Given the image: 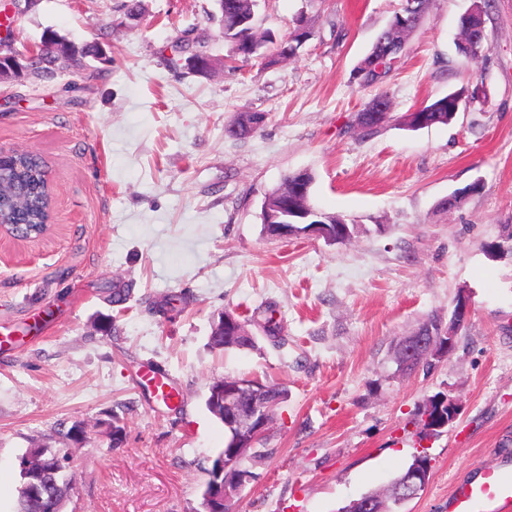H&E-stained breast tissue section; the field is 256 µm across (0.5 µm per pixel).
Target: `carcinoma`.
Wrapping results in <instances>:
<instances>
[{
    "label": "carcinoma",
    "instance_id": "carcinoma-1",
    "mask_svg": "<svg viewBox=\"0 0 512 512\" xmlns=\"http://www.w3.org/2000/svg\"><path fill=\"white\" fill-rule=\"evenodd\" d=\"M222 22L224 42L229 44L234 54L249 58L256 54L265 44L273 42L270 34L259 32L255 8L256 0H222ZM429 0H403L402 8L395 13L389 24L379 33L370 52L357 67L355 78L364 86L379 84L393 69V65L401 60L409 35L420 25L428 10ZM489 0H483L478 11L465 13L460 17L459 26L461 40L458 51L469 57H476L483 48L485 37L480 35L485 28V7ZM308 36V31L298 28L286 40L276 44L273 50V61L286 60L295 56L302 41ZM59 70L55 68L50 51L43 47L33 54L25 64L22 78L39 82H51L57 78ZM465 91H454L436 99L431 104L407 115V126L411 128L429 127L432 125H448L452 123L466 103ZM372 102L379 110L375 112L362 111L358 114V123L369 133L392 119L391 102L385 92L377 93ZM255 125L254 115L242 114L237 121L226 129L231 137L245 138L250 135ZM45 161L35 158L26 164H17L6 157L0 160V175L13 181L17 192L0 201V213L13 224H30L32 234L42 231L48 214V190L44 178ZM314 177L307 171L287 174L280 185L268 194L274 201L281 199L279 192L288 193L293 198L296 189L303 188L305 195H311ZM488 251L499 256H512V225L504 227L503 234L488 244ZM259 326L264 335L277 339L281 334L280 321L276 318V309L268 304L256 310ZM209 345L218 350L253 349L256 337L243 339L239 336L224 338L209 337ZM266 389L267 402L270 409H275L288 398V390L278 383H263ZM422 426L421 437L431 434V428L448 423V405L444 395L437 394L427 400L418 413ZM232 453L230 436H225L224 448L209 470V480L206 483L202 497V508L213 505L207 496L213 494L214 484L219 481L216 468L220 459ZM271 453L269 448H255L253 452L238 462L237 472L252 474L250 466L258 464ZM72 455L67 448L35 447L21 458V464L30 465V470L20 469L21 486L19 490L18 507L16 512H57V504L70 496L75 482V474L71 470ZM386 512H404L407 501L399 497L394 485H389L382 494Z\"/></svg>",
    "mask_w": 512,
    "mask_h": 512
}]
</instances>
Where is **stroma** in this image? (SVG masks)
<instances>
[{"label":"stroma","mask_w":512,"mask_h":512,"mask_svg":"<svg viewBox=\"0 0 512 512\" xmlns=\"http://www.w3.org/2000/svg\"><path fill=\"white\" fill-rule=\"evenodd\" d=\"M125 2L38 0L12 18L17 49L53 29L111 61L93 81L67 63L50 83H0V150L40 155L52 193L46 235H0V512H15L20 459L38 445L73 452L65 512H198L224 446L205 399L227 376L288 390L237 512H339L421 451L432 475L408 512H448L454 482L512 465V258L487 250L512 224V0H492L476 60L456 49L474 0H430L377 88L354 70L401 0H260L261 30L280 39L302 20L310 31L275 63L231 52L215 0H142L133 20ZM189 29L215 61L208 72L172 60ZM460 89L475 98L457 121L406 125ZM380 90L393 118L369 133L357 115ZM244 112L265 121L228 136ZM298 171L314 176V206L361 224L351 241L263 233L265 193ZM172 294L175 309L158 312ZM462 295L471 314L455 351L399 373L393 343L447 323ZM268 302L280 345L252 324L256 349L210 347L224 311L250 320ZM438 393L459 414L420 438L413 415ZM77 423L86 438L73 445Z\"/></svg>","instance_id":"stroma-1"}]
</instances>
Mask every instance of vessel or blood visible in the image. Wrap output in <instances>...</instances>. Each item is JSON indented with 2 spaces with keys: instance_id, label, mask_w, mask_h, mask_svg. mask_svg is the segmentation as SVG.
Segmentation results:
<instances>
[{
  "instance_id": "b4317fda",
  "label": "vessel or blood",
  "mask_w": 512,
  "mask_h": 512,
  "mask_svg": "<svg viewBox=\"0 0 512 512\" xmlns=\"http://www.w3.org/2000/svg\"><path fill=\"white\" fill-rule=\"evenodd\" d=\"M449 512H512V468L490 465L478 476L456 483L448 497Z\"/></svg>"
}]
</instances>
